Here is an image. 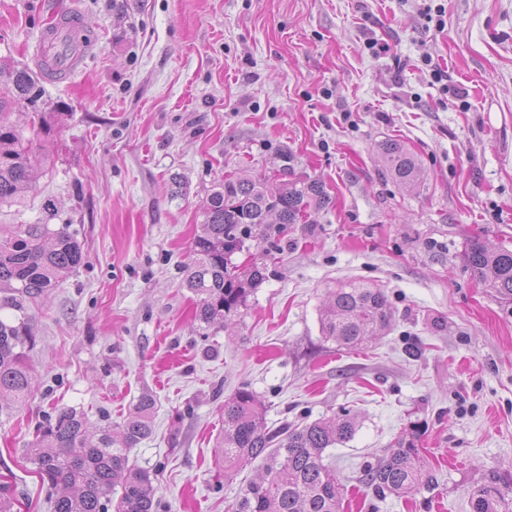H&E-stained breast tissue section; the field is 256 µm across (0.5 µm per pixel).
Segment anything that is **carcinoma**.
<instances>
[{"label": "carcinoma", "instance_id": "carcinoma-1", "mask_svg": "<svg viewBox=\"0 0 512 512\" xmlns=\"http://www.w3.org/2000/svg\"><path fill=\"white\" fill-rule=\"evenodd\" d=\"M41 88L26 67L0 63V204L18 203L32 188L33 172L44 163L50 122L37 102ZM28 109L27 125L38 143L11 121L16 108ZM391 177L400 185L420 182V160L395 140L379 146ZM331 197L318 179H242L226 177L213 188L203 224L192 243L186 287L198 297L195 319L202 329L226 320L245 305L264 279L255 264L237 265L232 257L255 244L271 256L291 224H313ZM77 233L70 225L0 227V401L22 402L33 384L29 352L35 338L30 299L45 297L82 263ZM466 267L485 287L512 303V252L470 242ZM393 323L388 297L378 288L350 282L331 295L322 334L353 349L383 334ZM156 401L142 395L122 422L105 424L95 435L84 413L56 408L39 428L29 459L46 486L52 512H160L156 475L129 461L130 449L152 434ZM265 407L241 388L224 400V433L216 456L230 475L237 466L261 458L263 473L250 482L232 512H341L336 470L327 449L350 441L356 422L349 413L302 425L269 430ZM363 482L375 495L406 497L433 485V470L416 434L400 435L375 464L363 469ZM120 488L118 498L111 497ZM501 489L489 483L471 498L472 512H498Z\"/></svg>", "mask_w": 512, "mask_h": 512}]
</instances>
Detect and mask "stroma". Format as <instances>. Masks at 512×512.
I'll return each mask as SVG.
<instances>
[{"label": "stroma", "mask_w": 512, "mask_h": 512, "mask_svg": "<svg viewBox=\"0 0 512 512\" xmlns=\"http://www.w3.org/2000/svg\"><path fill=\"white\" fill-rule=\"evenodd\" d=\"M72 2L94 46L67 81L43 82L40 109L62 115L48 162L22 203L0 206L10 226L43 223L54 203L52 226L70 225L84 256L29 303L32 393L0 411L15 512H51L28 460L46 414L118 423L144 392L155 431L130 459L156 472L164 512H231L262 470L228 479L215 460L241 387L272 429L355 415L354 437L326 451L343 512H470L490 482L512 512V308L463 262L473 239L512 251V0ZM50 15L0 0V58L35 66ZM389 138L417 155L420 186L390 177ZM284 169L324 181L332 204L290 225L275 259L234 255L266 278L228 328L200 335L185 279L211 190ZM350 282L394 311L356 350L321 333L328 295ZM410 431L437 483L377 499L362 470Z\"/></svg>", "instance_id": "1"}]
</instances>
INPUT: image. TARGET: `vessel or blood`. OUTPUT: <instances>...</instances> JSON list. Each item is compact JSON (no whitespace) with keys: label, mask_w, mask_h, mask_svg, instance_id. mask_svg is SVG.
<instances>
[{"label":"vessel or blood","mask_w":512,"mask_h":512,"mask_svg":"<svg viewBox=\"0 0 512 512\" xmlns=\"http://www.w3.org/2000/svg\"><path fill=\"white\" fill-rule=\"evenodd\" d=\"M55 15L54 27L39 32V60L43 76L60 81L82 68L91 37L67 0H62Z\"/></svg>","instance_id":"1"}]
</instances>
